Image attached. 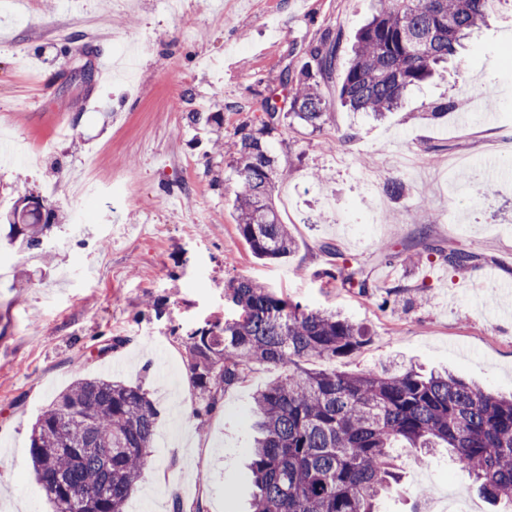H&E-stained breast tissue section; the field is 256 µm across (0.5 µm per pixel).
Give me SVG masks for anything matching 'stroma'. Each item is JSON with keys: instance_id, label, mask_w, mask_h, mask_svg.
<instances>
[{"instance_id": "35a3bbf8", "label": "stroma", "mask_w": 512, "mask_h": 512, "mask_svg": "<svg viewBox=\"0 0 512 512\" xmlns=\"http://www.w3.org/2000/svg\"><path fill=\"white\" fill-rule=\"evenodd\" d=\"M374 0H0V141L37 153V163L0 161V214L22 196L56 212L42 251L9 241L0 223V512H52L30 456L36 419L74 379L105 377L141 387L156 431L180 423L165 448L150 447L134 495L140 512H249L247 468L253 393L279 369L255 366L201 413L197 389L174 417L163 375L191 377L188 338L236 318L229 280L248 278L302 307L340 312L368 342L338 359L349 373L391 363L450 371L496 394H512V182L481 207L448 191L452 159L480 162L490 148L512 156V0L428 83L384 120L341 106L326 91L320 130L298 122L268 139L278 168L274 201L296 244L288 262L257 259L232 206L236 148L265 102L283 97L326 31L341 33L347 61ZM191 23V38L183 25ZM133 58L130 79H71L92 57ZM483 100L488 113L419 118L422 102ZM99 203L81 233L79 200L48 196L82 172ZM393 178L403 198L384 190ZM386 251H379L380 243ZM333 244L336 255L322 251ZM452 244L475 266L443 267L432 249ZM357 262L368 293L327 283L336 256ZM494 281H486L487 269ZM480 294L485 307H476ZM402 490L379 512H445L447 486L479 512H497L446 451L419 464L401 457ZM426 488L425 501L414 492Z\"/></svg>"}]
</instances>
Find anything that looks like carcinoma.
Wrapping results in <instances>:
<instances>
[{"mask_svg": "<svg viewBox=\"0 0 512 512\" xmlns=\"http://www.w3.org/2000/svg\"><path fill=\"white\" fill-rule=\"evenodd\" d=\"M356 36L342 74H336L340 34L331 31L309 50L298 76L285 72L287 90L258 127L240 138L233 208L241 237L260 260H286L295 251L288 225L272 203L285 177L266 138L287 119L319 130L326 122L324 88L339 80L341 104L382 117L405 95L455 57L485 25L495 0H376ZM452 96L425 102L437 120L455 111ZM53 210L24 205L7 217L14 238L42 244ZM441 264L468 268L475 256L437 248ZM329 278L368 288L359 270L336 266ZM224 296L238 317L190 337L193 381L204 411L243 383L256 365L285 373L253 396L257 436L249 448L255 488L251 512H376L379 496L400 475V444L425 464L440 448L471 475L481 493L512 512V397L499 396L451 374L421 375L413 367L351 374L332 362L358 350L366 333L337 314L307 310L250 279L228 282ZM331 366L307 370L302 362ZM157 410L138 386L76 378L34 423L30 453L54 512H123L137 492L151 446Z\"/></svg>", "mask_w": 512, "mask_h": 512, "instance_id": "obj_1", "label": "carcinoma"}]
</instances>
